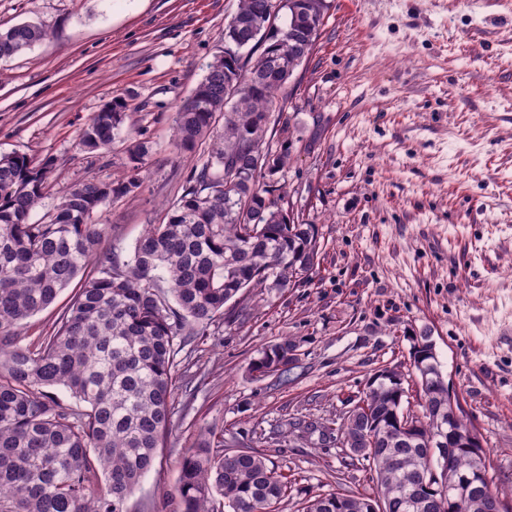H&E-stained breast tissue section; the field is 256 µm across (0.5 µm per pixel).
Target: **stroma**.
<instances>
[{"label":"stroma","instance_id":"obj_1","mask_svg":"<svg viewBox=\"0 0 512 512\" xmlns=\"http://www.w3.org/2000/svg\"><path fill=\"white\" fill-rule=\"evenodd\" d=\"M308 58L276 94L268 181L320 241L312 279L240 296L180 354L173 430L128 512H179L178 459L200 431L253 447L291 488L321 493L341 451L289 432L333 418L382 369H407L429 332L440 369L512 500V0H328ZM239 0H0V28L49 37L0 60V154L51 159L52 191L121 175L125 142L84 152L81 129L127 103L125 134L155 144L137 194L101 209L107 246L129 254L164 222L199 162L169 146L173 115L224 49ZM290 340L294 381L251 362Z\"/></svg>","mask_w":512,"mask_h":512}]
</instances>
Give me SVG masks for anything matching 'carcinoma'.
Here are the masks:
<instances>
[{
    "label": "carcinoma",
    "instance_id": "1",
    "mask_svg": "<svg viewBox=\"0 0 512 512\" xmlns=\"http://www.w3.org/2000/svg\"><path fill=\"white\" fill-rule=\"evenodd\" d=\"M268 0H240L224 37L257 31L259 54L221 52L174 115L172 146L194 155L208 144L164 224H148L124 258L102 243L109 225L102 207L142 188L153 142L134 140L127 172L111 181L81 180L45 204L52 163L25 154L0 155V512H124L151 471L171 428L174 373L181 338L198 336L244 291L283 288L312 276L320 250L315 225L295 220L264 182L285 157L269 150L275 94L309 54L328 0H288L284 25L267 27ZM49 27L24 22L0 29V59L45 39ZM241 91L230 108L225 93ZM126 104L115 101L82 129L78 145L108 149ZM42 217L31 221L32 212ZM75 292L52 330L37 344L22 343L25 321ZM296 362L284 340L264 348L250 370L281 364L272 377L285 383ZM411 374L382 370L355 409L309 427L347 442L350 460H373L382 512H416L412 497H441L435 469L471 471L483 445L456 448L444 462L429 460L438 434L436 413L448 410L444 378L431 374L409 411L411 434L399 443L390 410L407 398ZM63 386L85 404L72 409L48 389ZM370 405L371 415L361 403ZM208 430L179 460L174 495L180 512H268L288 499V477L260 450L227 451ZM336 488L300 502L297 512H369L359 493Z\"/></svg>",
    "mask_w": 512,
    "mask_h": 512
}]
</instances>
